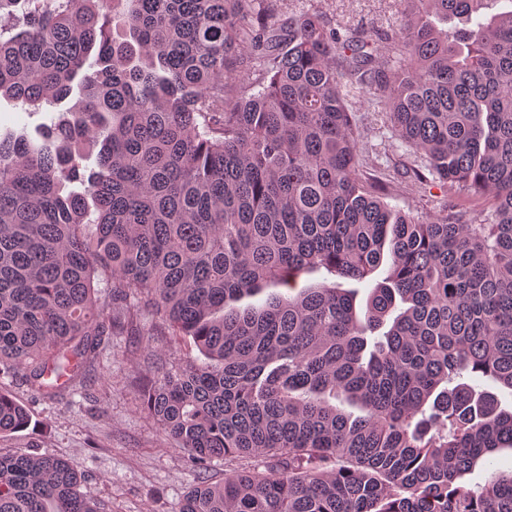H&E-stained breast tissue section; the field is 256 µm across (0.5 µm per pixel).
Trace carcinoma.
Here are the masks:
<instances>
[{
	"instance_id": "obj_1",
	"label": "carcinoma",
	"mask_w": 512,
	"mask_h": 512,
	"mask_svg": "<svg viewBox=\"0 0 512 512\" xmlns=\"http://www.w3.org/2000/svg\"><path fill=\"white\" fill-rule=\"evenodd\" d=\"M124 2L120 40L112 0H0V96L70 102L0 134V375L71 385L107 308L149 310L204 356L149 411L198 466L256 459L180 512H512V471L462 483L512 451V9L449 32L500 0H409L382 61L316 13ZM367 91L413 181L487 194V218L386 202L348 108ZM29 425L0 392V435ZM79 484L0 454V512H100Z\"/></svg>"
}]
</instances>
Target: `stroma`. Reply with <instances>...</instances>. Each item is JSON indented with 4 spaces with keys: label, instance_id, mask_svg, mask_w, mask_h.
Masks as SVG:
<instances>
[{
    "label": "stroma",
    "instance_id": "obj_1",
    "mask_svg": "<svg viewBox=\"0 0 512 512\" xmlns=\"http://www.w3.org/2000/svg\"><path fill=\"white\" fill-rule=\"evenodd\" d=\"M275 5L284 13L320 14L341 32L357 29L382 55L388 52L383 32L396 27L409 8L407 0H275ZM352 107L362 132L360 160L388 183L391 205L419 218L448 214L465 219L483 205V197L462 187L414 184L409 173L422 159L397 139L388 112L364 99L354 100ZM151 329L147 316L114 329L109 345L83 367L74 394L51 396L23 374L0 375V391L24 405L31 418L25 431L0 438V452L63 458L81 477L80 493L102 512H179L197 483L218 484L244 468L245 460L220 456L197 469L147 410V385L200 356L195 347Z\"/></svg>",
    "mask_w": 512,
    "mask_h": 512
}]
</instances>
